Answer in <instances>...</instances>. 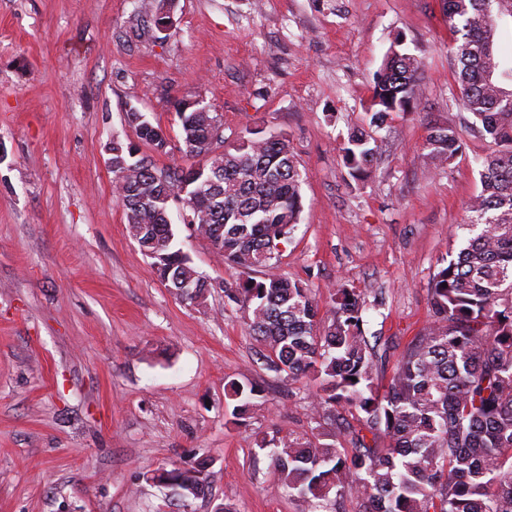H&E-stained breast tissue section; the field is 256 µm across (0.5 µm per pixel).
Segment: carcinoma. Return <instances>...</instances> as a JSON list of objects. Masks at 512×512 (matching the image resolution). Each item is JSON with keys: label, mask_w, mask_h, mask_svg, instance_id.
Returning a JSON list of instances; mask_svg holds the SVG:
<instances>
[{"label": "carcinoma", "mask_w": 512, "mask_h": 512, "mask_svg": "<svg viewBox=\"0 0 512 512\" xmlns=\"http://www.w3.org/2000/svg\"><path fill=\"white\" fill-rule=\"evenodd\" d=\"M176 2L142 0L134 20L148 18L161 32L173 24ZM445 12L449 29L461 34L454 55L459 107L496 149L478 158L481 190L467 203L475 220L466 245L439 261L428 293L430 325L385 385L378 367L390 353L374 350L366 336L362 292L337 284L332 317L322 326L311 290L269 272L304 208L303 176L286 137L252 129L228 148L218 114L200 101L177 99L180 152L203 156L205 164L158 170L133 143L112 142L127 224L143 230L139 246L161 281L184 300L206 298L171 229L174 201L184 223L240 269L224 297L245 310L244 328L263 347L266 368L318 386L310 419L332 427L336 442L265 435L257 443L308 512H339L345 497L356 500L358 512H512V57L497 48L500 24L512 22V0H445ZM403 44L395 38L375 74L367 127L341 143L355 181L376 160L379 131L417 102L423 59L400 50ZM126 117L141 142L156 151L169 146L145 114L131 107ZM463 141V129L448 125L431 128L425 146L439 167ZM260 394L251 382H226L228 421L245 419ZM207 478L203 460L165 471L160 482L185 504L205 495Z\"/></svg>", "instance_id": "1"}]
</instances>
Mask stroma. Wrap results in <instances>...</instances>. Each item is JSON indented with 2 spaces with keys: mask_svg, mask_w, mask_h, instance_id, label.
<instances>
[{
  "mask_svg": "<svg viewBox=\"0 0 512 512\" xmlns=\"http://www.w3.org/2000/svg\"><path fill=\"white\" fill-rule=\"evenodd\" d=\"M137 0H0V512H177L147 472L211 462L209 489L187 512H305L257 442L311 434L313 390L269 371L224 288L236 269L169 218L212 288L177 298L127 229L110 166L132 140L137 108L171 145L141 154L186 165L172 108L200 99L235 141L260 126L288 138L304 210L275 265L301 281L329 320L344 282L366 296L368 335L395 359L429 321L438 262L463 247L480 188L467 132L432 169L430 128L460 124L443 0H178L160 33L131 25ZM422 57L415 112L394 117L364 182L339 142L362 126L365 100L395 35ZM261 385L246 422L228 423L226 381Z\"/></svg>",
  "mask_w": 512,
  "mask_h": 512,
  "instance_id": "stroma-1",
  "label": "stroma"
}]
</instances>
